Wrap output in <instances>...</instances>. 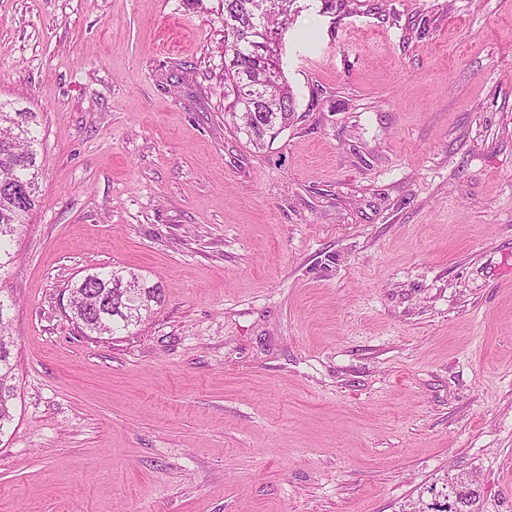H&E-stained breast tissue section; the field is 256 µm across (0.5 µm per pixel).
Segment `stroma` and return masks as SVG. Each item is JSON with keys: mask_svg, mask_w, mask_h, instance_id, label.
I'll return each instance as SVG.
<instances>
[{"mask_svg": "<svg viewBox=\"0 0 512 512\" xmlns=\"http://www.w3.org/2000/svg\"><path fill=\"white\" fill-rule=\"evenodd\" d=\"M222 0H0L41 206L0 272V512H512V0H319L293 122L224 119ZM161 283L85 335L68 289ZM137 283L136 288H131ZM161 284L120 266L88 273L70 288L69 309L78 327L98 336L129 332L154 313ZM9 309V305L0 295V436L13 419V401L16 399L15 386L10 383L15 364L11 353L13 341L9 333ZM466 474H457L456 476L448 477V483L446 484L447 493L445 494V502L440 503L439 506H437L436 512H456L454 510V495L453 492L460 490V491H468V488L470 485H473L475 483V479L473 476L469 475V483L465 479Z\"/></svg>", "mask_w": 512, "mask_h": 512, "instance_id": "stroma-1", "label": "stroma"}]
</instances>
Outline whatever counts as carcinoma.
<instances>
[{
	"instance_id": "carcinoma-1",
	"label": "carcinoma",
	"mask_w": 512,
	"mask_h": 512,
	"mask_svg": "<svg viewBox=\"0 0 512 512\" xmlns=\"http://www.w3.org/2000/svg\"><path fill=\"white\" fill-rule=\"evenodd\" d=\"M301 0H223L224 87L233 95L227 115L233 127L257 146L286 128L296 98L282 70L276 33L302 6ZM37 113L0 101V268L13 261L9 245L39 205ZM163 297L161 284L120 266L88 273L70 288L69 309L78 327L98 336L121 334L154 313ZM9 305L0 298V435L12 419L15 364L9 333ZM445 502L436 512H455L453 492H467L463 512H474L476 492L465 474L448 478Z\"/></svg>"
}]
</instances>
